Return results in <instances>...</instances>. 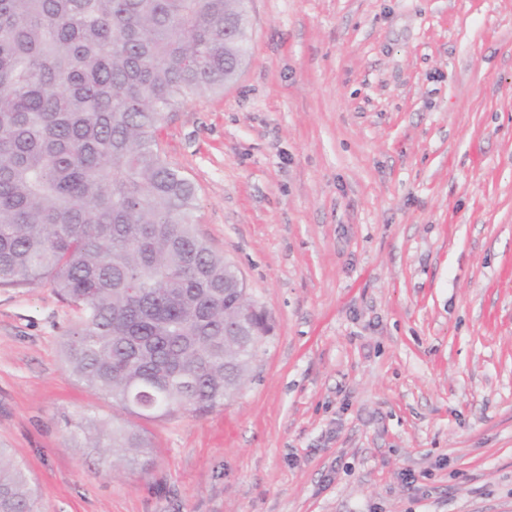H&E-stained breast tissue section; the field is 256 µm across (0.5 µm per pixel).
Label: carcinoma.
<instances>
[{
    "label": "carcinoma",
    "instance_id": "1",
    "mask_svg": "<svg viewBox=\"0 0 512 512\" xmlns=\"http://www.w3.org/2000/svg\"><path fill=\"white\" fill-rule=\"evenodd\" d=\"M245 0H0V287L47 283L84 310L71 377L133 418L234 400L272 324L196 229L197 187L160 148L162 116L246 61ZM107 467L152 465L134 425L65 421ZM0 448V512H37Z\"/></svg>",
    "mask_w": 512,
    "mask_h": 512
}]
</instances>
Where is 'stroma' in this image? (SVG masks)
Masks as SVG:
<instances>
[{"label": "stroma", "mask_w": 512, "mask_h": 512, "mask_svg": "<svg viewBox=\"0 0 512 512\" xmlns=\"http://www.w3.org/2000/svg\"><path fill=\"white\" fill-rule=\"evenodd\" d=\"M236 78L164 113L197 230L269 313L241 394L107 472L64 417L80 311L0 288V448L40 512H512V0H252Z\"/></svg>", "instance_id": "35a3bbf8"}]
</instances>
